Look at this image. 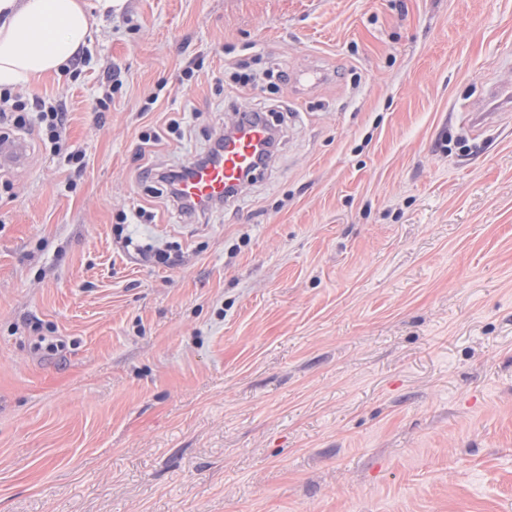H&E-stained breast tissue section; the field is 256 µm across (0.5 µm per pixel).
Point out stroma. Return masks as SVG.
Returning a JSON list of instances; mask_svg holds the SVG:
<instances>
[{
    "label": "stroma",
    "instance_id": "obj_1",
    "mask_svg": "<svg viewBox=\"0 0 512 512\" xmlns=\"http://www.w3.org/2000/svg\"><path fill=\"white\" fill-rule=\"evenodd\" d=\"M507 51L512 0L97 17L83 66L24 89L62 100L82 175L33 131L0 170V512H512V112L462 123ZM248 110L278 115L265 169L166 209L144 167ZM172 118L182 143L142 145ZM141 204L128 234L176 265L116 243ZM120 224H116L114 227V235L117 242L121 245L123 249H127L129 251V247L134 245L132 237L128 235H124V224L128 223V215L124 213L121 216ZM136 254L141 255L143 259L147 262H156L166 265H173L177 261H179L180 255L178 253H172V249L175 247L168 246L166 249H157L152 250L150 248L140 247L138 245H134Z\"/></svg>",
    "mask_w": 512,
    "mask_h": 512
}]
</instances>
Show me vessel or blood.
<instances>
[{
    "mask_svg": "<svg viewBox=\"0 0 512 512\" xmlns=\"http://www.w3.org/2000/svg\"><path fill=\"white\" fill-rule=\"evenodd\" d=\"M512 110V84L495 83L488 87L482 103L468 106L464 121L476 129L494 124L499 113ZM236 132L225 141L220 154L211 162L194 167L192 175L180 185L185 197L192 199L199 210H207L222 200L227 189L243 187V177L269 151L266 125L253 118L236 122ZM27 146L16 139L0 140V166L24 164Z\"/></svg>",
    "mask_w": 512,
    "mask_h": 512,
    "instance_id": "vessel-or-blood-1",
    "label": "vessel or blood"
}]
</instances>
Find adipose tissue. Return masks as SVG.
Returning <instances> with one entry per match:
<instances>
[{
	"instance_id": "adipose-tissue-1",
	"label": "adipose tissue",
	"mask_w": 512,
	"mask_h": 512,
	"mask_svg": "<svg viewBox=\"0 0 512 512\" xmlns=\"http://www.w3.org/2000/svg\"><path fill=\"white\" fill-rule=\"evenodd\" d=\"M91 26L79 0H0V90L58 73L84 52Z\"/></svg>"
}]
</instances>
